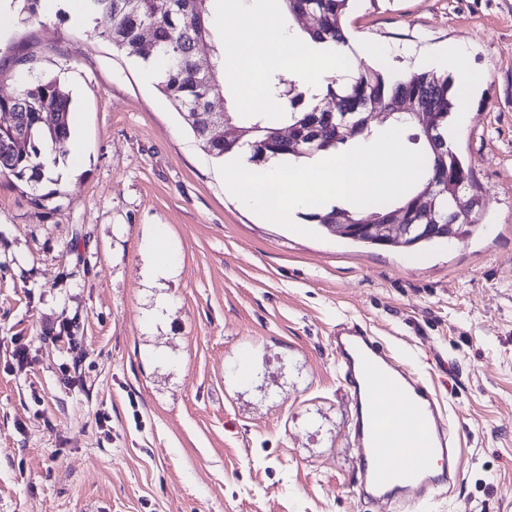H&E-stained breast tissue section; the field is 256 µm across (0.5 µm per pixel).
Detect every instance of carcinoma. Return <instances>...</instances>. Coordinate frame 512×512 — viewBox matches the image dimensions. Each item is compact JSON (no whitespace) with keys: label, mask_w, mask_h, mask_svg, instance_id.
I'll use <instances>...</instances> for the list:
<instances>
[{"label":"carcinoma","mask_w":512,"mask_h":512,"mask_svg":"<svg viewBox=\"0 0 512 512\" xmlns=\"http://www.w3.org/2000/svg\"><path fill=\"white\" fill-rule=\"evenodd\" d=\"M19 22L26 23L36 18L39 0H16ZM211 0H84L85 11L94 17L106 15L112 25L107 39L118 50L129 54L144 63L160 61L161 77L159 86L162 93L175 105L186 112L199 106L207 95L208 82L196 68L195 56L200 43H207L212 51L217 70L215 75L224 72V49L215 43L209 28L208 18ZM288 14V31L304 36L313 43L330 45L348 44L343 29V21L350 12L354 0H282ZM317 13L322 23L310 28L303 22L306 12ZM153 28V44L150 48L141 47V29ZM451 81L435 72H411L396 79L376 67L359 62L353 75L346 83L334 79L326 90L313 88L294 79L288 71L276 69L271 74L267 101L273 108L264 106L251 108L240 116L227 115V120L237 121V126L247 130L240 140L224 141L211 138L206 126L192 128L199 142H208L209 155L222 160L225 156L242 150L249 153V160L261 166L279 156H292L296 159L310 157L320 152L336 150L347 143L336 138V133H324L313 147L304 152L288 150V142L279 138L280 124L286 123L296 128L297 135L309 138L314 130L325 121L321 108L324 99L336 100L333 121L363 122L374 112H390L392 116L383 123L367 127L362 138L368 139L385 127L401 126L412 129L409 141L419 144L424 154L426 179L406 198L375 204L376 214L383 220L395 216L403 224H422L424 220L415 213L412 199L421 193L433 180L445 183L441 191L433 196V209L439 221L448 219L454 203L448 194V178L463 180L469 190H475L471 173L463 165L459 156L448 148L446 131L448 119L455 106L450 94ZM52 111V122L42 121L43 111ZM434 112L439 117L436 132L437 141L432 142L420 130L413 112ZM0 112H12L15 122L5 128L0 127V173L10 174L17 180L36 185L46 178L42 155L46 146H51L61 155L68 151L71 96L55 79L22 77L14 94L0 97ZM342 215L347 221H358L363 214L356 209L333 206L302 215V218L331 231L330 224L336 216ZM477 224L475 215L461 217L454 224L456 240L468 238ZM421 230H414L395 246L403 249H416L433 242Z\"/></svg>","instance_id":"carcinoma-1"}]
</instances>
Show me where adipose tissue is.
<instances>
[{
  "instance_id": "obj_1",
  "label": "adipose tissue",
  "mask_w": 512,
  "mask_h": 512,
  "mask_svg": "<svg viewBox=\"0 0 512 512\" xmlns=\"http://www.w3.org/2000/svg\"><path fill=\"white\" fill-rule=\"evenodd\" d=\"M239 0H226L224 40L233 46L226 57L225 74L233 82L244 83L257 67L277 62L304 83L321 87L328 77L346 71L340 53L316 44L302 52H284L285 22L269 12L240 11Z\"/></svg>"
}]
</instances>
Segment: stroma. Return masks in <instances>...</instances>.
<instances>
[{"instance_id": "35a3bbf8", "label": "stroma", "mask_w": 512, "mask_h": 512, "mask_svg": "<svg viewBox=\"0 0 512 512\" xmlns=\"http://www.w3.org/2000/svg\"><path fill=\"white\" fill-rule=\"evenodd\" d=\"M345 25L399 74L465 43L470 239L366 247L262 219L109 17L0 29V96L59 80L79 137L38 185L0 174V512H512V0H355ZM159 239L174 270L153 280ZM347 322L436 391L462 450L419 505L359 495Z\"/></svg>"}]
</instances>
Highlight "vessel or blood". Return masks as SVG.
<instances>
[{
  "instance_id": "1",
  "label": "vessel or blood",
  "mask_w": 512,
  "mask_h": 512,
  "mask_svg": "<svg viewBox=\"0 0 512 512\" xmlns=\"http://www.w3.org/2000/svg\"><path fill=\"white\" fill-rule=\"evenodd\" d=\"M336 364L358 406L363 494L405 503L410 493L422 498L448 483L458 450L433 391L357 323L337 328Z\"/></svg>"
}]
</instances>
